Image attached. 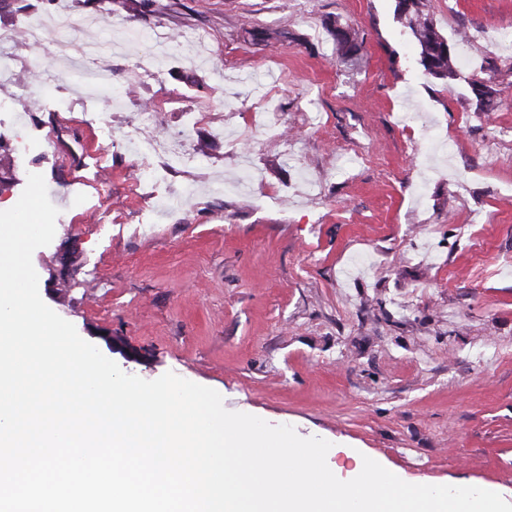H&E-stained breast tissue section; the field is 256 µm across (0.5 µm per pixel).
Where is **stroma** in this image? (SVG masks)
<instances>
[{
	"label": "stroma",
	"mask_w": 512,
	"mask_h": 512,
	"mask_svg": "<svg viewBox=\"0 0 512 512\" xmlns=\"http://www.w3.org/2000/svg\"><path fill=\"white\" fill-rule=\"evenodd\" d=\"M439 31L512 27V0H431ZM395 0H0V29L65 13L38 50L0 42L93 141L102 87L115 138L185 115L198 167L163 170L175 216H151L137 159L107 152L109 211L52 154L40 98L0 112V211L29 174L58 208L34 251L43 301L111 360L216 390L227 410L331 442L330 469L378 461L411 484L490 487L512 502V87L476 111L465 81L426 77ZM359 34L339 61L326 20ZM283 32L281 40L253 30ZM416 107L400 125L394 114Z\"/></svg>",
	"instance_id": "35a3bbf8"
}]
</instances>
